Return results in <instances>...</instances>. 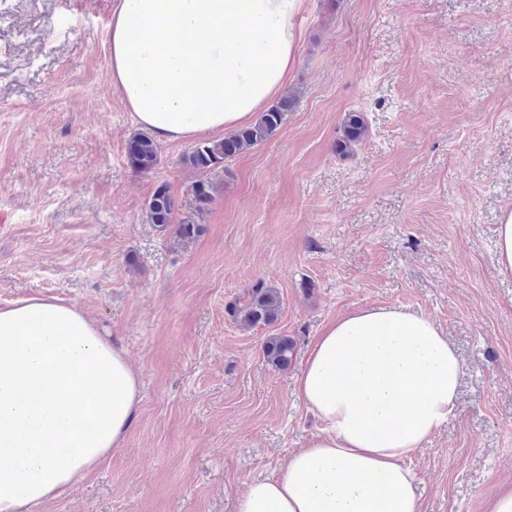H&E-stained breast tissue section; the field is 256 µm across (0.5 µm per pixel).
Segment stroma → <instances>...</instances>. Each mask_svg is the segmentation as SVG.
Listing matches in <instances>:
<instances>
[{"instance_id":"35a3bbf8","label":"stroma","mask_w":512,"mask_h":512,"mask_svg":"<svg viewBox=\"0 0 512 512\" xmlns=\"http://www.w3.org/2000/svg\"><path fill=\"white\" fill-rule=\"evenodd\" d=\"M117 0H0V306L56 296L123 349L141 401L120 448L42 512H235L320 424L294 377L321 328L363 307L431 317L465 372L447 425L407 461L420 512H492L512 487V0H309L283 126L215 172L196 212L191 142L133 170L112 85ZM368 136L334 151L345 113ZM192 238L145 217L158 183ZM264 281L281 314L227 303ZM287 336L277 370L263 343ZM495 233L498 272L503 277H512V210H506L501 214ZM226 312L246 327L269 326L281 312V301L276 288L257 281L226 306ZM294 352V341L287 336H270L263 343L265 361L277 370L288 367Z\"/></svg>"}]
</instances>
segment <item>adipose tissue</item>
<instances>
[{
  "instance_id": "1",
  "label": "adipose tissue",
  "mask_w": 512,
  "mask_h": 512,
  "mask_svg": "<svg viewBox=\"0 0 512 512\" xmlns=\"http://www.w3.org/2000/svg\"><path fill=\"white\" fill-rule=\"evenodd\" d=\"M305 0H118L112 84L158 140L249 125L286 87ZM463 364L428 316L372 307L327 324L294 382L320 422L236 512H419L407 459L453 416ZM141 399L126 355L73 302L0 306V512H41L124 440Z\"/></svg>"
}]
</instances>
